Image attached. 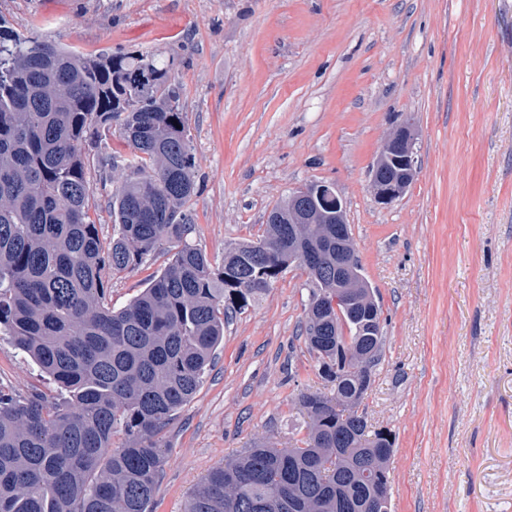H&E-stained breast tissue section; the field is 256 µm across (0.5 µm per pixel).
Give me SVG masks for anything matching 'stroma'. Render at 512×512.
<instances>
[{
    "label": "stroma",
    "instance_id": "obj_1",
    "mask_svg": "<svg viewBox=\"0 0 512 512\" xmlns=\"http://www.w3.org/2000/svg\"><path fill=\"white\" fill-rule=\"evenodd\" d=\"M0 19L85 54L174 59L193 238L214 265L289 191L334 184L382 311L360 410L394 441L390 512H512V0H0ZM405 119L418 173L383 206L371 168ZM166 260L105 275L113 307ZM310 293L293 265L229 318L161 433L155 512H184L255 441L298 446L303 399L333 393L304 340ZM0 385L58 394L4 335Z\"/></svg>",
    "mask_w": 512,
    "mask_h": 512
}]
</instances>
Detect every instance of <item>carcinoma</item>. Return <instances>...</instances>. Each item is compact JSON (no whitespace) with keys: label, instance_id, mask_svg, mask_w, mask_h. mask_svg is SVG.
Wrapping results in <instances>:
<instances>
[{"label":"carcinoma","instance_id":"carcinoma-1","mask_svg":"<svg viewBox=\"0 0 512 512\" xmlns=\"http://www.w3.org/2000/svg\"><path fill=\"white\" fill-rule=\"evenodd\" d=\"M172 66L144 54L83 56L0 24V332L64 394L52 402L0 387V512H154L160 433L199 390L224 316L297 260L278 246L286 201L272 207L264 254L242 243L216 268L191 240L195 161ZM114 121L123 154L98 139ZM91 165L128 171L112 188L106 244L89 214ZM298 232L321 249L336 225ZM166 243L174 252L150 285L110 307L103 272L132 270ZM320 279L336 292L335 262ZM349 283L363 321L349 329L356 349L373 350L371 372L384 342L366 317L376 302L366 279ZM304 331L335 396L307 411L299 446L259 443L213 467L186 512H390L392 437L367 430L358 412L368 387L336 363V320H308Z\"/></svg>","mask_w":512,"mask_h":512}]
</instances>
